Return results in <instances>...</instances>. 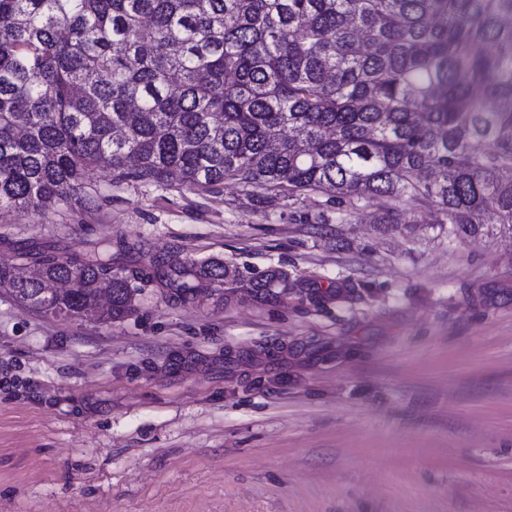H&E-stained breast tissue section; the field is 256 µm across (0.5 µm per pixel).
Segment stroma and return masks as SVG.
<instances>
[{
  "instance_id": "35a3bbf8",
  "label": "stroma",
  "mask_w": 512,
  "mask_h": 512,
  "mask_svg": "<svg viewBox=\"0 0 512 512\" xmlns=\"http://www.w3.org/2000/svg\"><path fill=\"white\" fill-rule=\"evenodd\" d=\"M96 205L0 217L12 243L278 267L270 301L143 284L106 323L0 288V512H512V240L416 206L94 171Z\"/></svg>"
}]
</instances>
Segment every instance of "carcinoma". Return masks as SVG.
I'll use <instances>...</instances> for the list:
<instances>
[{"label": "carcinoma", "mask_w": 512, "mask_h": 512, "mask_svg": "<svg viewBox=\"0 0 512 512\" xmlns=\"http://www.w3.org/2000/svg\"><path fill=\"white\" fill-rule=\"evenodd\" d=\"M98 168L261 200L375 197L387 216L432 207L458 238L512 239V0H0V215L68 204ZM133 249L20 244L0 285L53 319L108 296L105 321L134 310L138 280L182 302L288 287L216 259L133 270ZM63 282L59 304L37 299Z\"/></svg>", "instance_id": "obj_1"}]
</instances>
